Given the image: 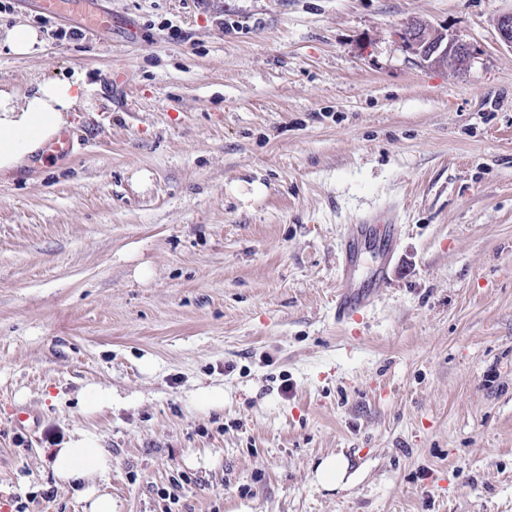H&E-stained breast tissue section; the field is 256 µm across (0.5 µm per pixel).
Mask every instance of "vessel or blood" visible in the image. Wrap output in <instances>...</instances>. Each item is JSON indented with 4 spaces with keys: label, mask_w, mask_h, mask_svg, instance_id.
<instances>
[{
    "label": "vessel or blood",
    "mask_w": 512,
    "mask_h": 512,
    "mask_svg": "<svg viewBox=\"0 0 512 512\" xmlns=\"http://www.w3.org/2000/svg\"><path fill=\"white\" fill-rule=\"evenodd\" d=\"M395 224L392 210L383 208L358 216L353 224L346 226L336 262L339 289L335 316L338 323H347L360 312L370 309L380 290L388 287L397 247ZM377 239L384 241L385 247L371 267L368 277H360L362 253L371 241Z\"/></svg>",
    "instance_id": "b4317fda"
}]
</instances>
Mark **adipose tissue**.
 Masks as SVG:
<instances>
[{
	"label": "adipose tissue",
	"mask_w": 512,
	"mask_h": 512,
	"mask_svg": "<svg viewBox=\"0 0 512 512\" xmlns=\"http://www.w3.org/2000/svg\"><path fill=\"white\" fill-rule=\"evenodd\" d=\"M90 93V86L78 76L37 81L25 90L0 84V174L26 166L46 140L68 126L71 112ZM52 468L61 481H84L81 497L88 512H115L111 496L97 486L110 465L96 434L74 432L56 451Z\"/></svg>",
	"instance_id": "adipose-tissue-1"
}]
</instances>
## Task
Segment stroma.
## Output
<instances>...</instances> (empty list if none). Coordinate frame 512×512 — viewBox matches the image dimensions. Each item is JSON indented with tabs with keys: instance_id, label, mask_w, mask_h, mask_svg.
<instances>
[{
	"instance_id": "1",
	"label": "stroma",
	"mask_w": 512,
	"mask_h": 512,
	"mask_svg": "<svg viewBox=\"0 0 512 512\" xmlns=\"http://www.w3.org/2000/svg\"><path fill=\"white\" fill-rule=\"evenodd\" d=\"M510 11L81 0V37L0 49L1 83L92 88L71 156L0 176V512H85L50 468L78 430L116 512H512ZM412 18L471 64L420 63ZM388 203L393 283L337 326L343 227ZM91 384L119 402L87 413ZM349 464L344 457L329 456L321 460L316 467L315 479L327 489L345 486L349 481Z\"/></svg>"
}]
</instances>
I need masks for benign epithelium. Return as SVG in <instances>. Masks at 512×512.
<instances>
[{
  "label": "benign epithelium",
  "mask_w": 512,
  "mask_h": 512,
  "mask_svg": "<svg viewBox=\"0 0 512 512\" xmlns=\"http://www.w3.org/2000/svg\"><path fill=\"white\" fill-rule=\"evenodd\" d=\"M497 31L500 41L512 48V12L499 17ZM398 36L413 54L428 64L449 61L459 68H465L474 55L470 45L451 39L442 31H433L418 19L408 20Z\"/></svg>",
  "instance_id": "benign-epithelium-1"
}]
</instances>
